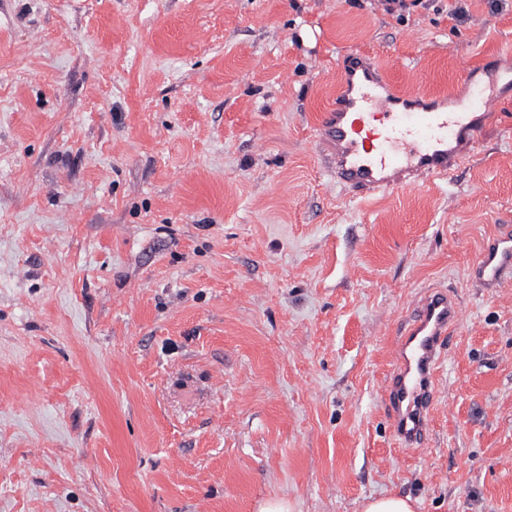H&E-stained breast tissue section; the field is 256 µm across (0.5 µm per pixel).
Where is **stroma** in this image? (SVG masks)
Masks as SVG:
<instances>
[{
    "label": "stroma",
    "mask_w": 512,
    "mask_h": 512,
    "mask_svg": "<svg viewBox=\"0 0 512 512\" xmlns=\"http://www.w3.org/2000/svg\"><path fill=\"white\" fill-rule=\"evenodd\" d=\"M0 0V512H512V0ZM500 91L450 181L354 199L341 53ZM461 323L427 445L383 385L430 288ZM471 277L484 288H497L512 279V233L491 238L470 267ZM363 512H415V503L410 497L369 498L363 505Z\"/></svg>",
    "instance_id": "1"
}]
</instances>
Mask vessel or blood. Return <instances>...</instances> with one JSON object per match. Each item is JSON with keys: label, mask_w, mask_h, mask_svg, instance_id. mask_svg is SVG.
Here are the masks:
<instances>
[{"label": "vessel or blood", "mask_w": 512, "mask_h": 512, "mask_svg": "<svg viewBox=\"0 0 512 512\" xmlns=\"http://www.w3.org/2000/svg\"><path fill=\"white\" fill-rule=\"evenodd\" d=\"M341 77L321 116L318 141L333 180L356 198L451 178L474 150L481 122H492L495 95L473 88L466 104L405 91L371 54L340 56ZM483 287L512 279V233L491 238L470 267ZM459 303L429 289L399 333L384 393L403 447H423L437 401V370L459 326Z\"/></svg>", "instance_id": "obj_1"}]
</instances>
